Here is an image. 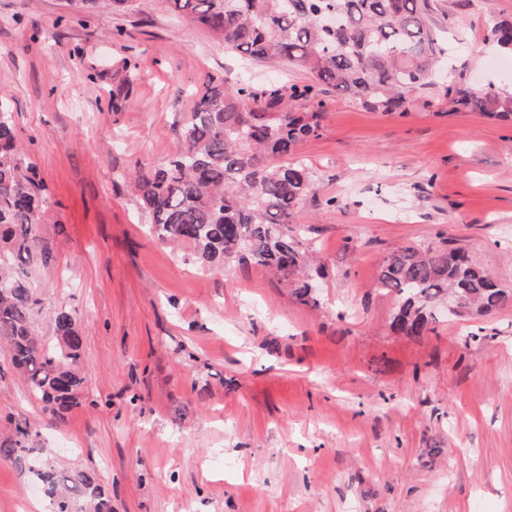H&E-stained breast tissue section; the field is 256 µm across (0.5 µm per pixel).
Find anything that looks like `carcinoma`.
I'll use <instances>...</instances> for the list:
<instances>
[{
    "mask_svg": "<svg viewBox=\"0 0 512 512\" xmlns=\"http://www.w3.org/2000/svg\"><path fill=\"white\" fill-rule=\"evenodd\" d=\"M176 15L204 27L228 50L254 61H286L305 69L308 83L286 94L257 91L211 75L187 120L176 126V152L158 166L133 174L134 189L163 244L187 247L201 267L222 270L254 262L280 276L303 302H318L311 257L292 227L308 196L313 172L293 160L299 145L316 138L325 113L319 99L330 87L357 104L403 116L413 94L434 83L448 49L430 23L429 0H165ZM70 13L128 8L132 0H67ZM488 40L512 54V21L496 23ZM454 111L512 122V91L462 82L444 87ZM49 215L46 186L17 142L12 113L0 96V342L31 395L65 420L84 388L82 335L75 314L54 313L55 340L35 333L42 300L30 269L47 266L53 248L39 233ZM378 284L399 305L393 333L419 339L435 330L440 310L453 299L457 318L487 316L512 307V289L476 265L468 252L442 238L435 246L397 248L378 269ZM31 429L15 427L0 443V460L42 487L48 512H112L96 473L77 476L53 467L29 448Z\"/></svg>",
    "mask_w": 512,
    "mask_h": 512,
    "instance_id": "1",
    "label": "carcinoma"
}]
</instances>
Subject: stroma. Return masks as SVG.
Returning a JSON list of instances; mask_svg holds the SVG:
<instances>
[{"instance_id":"1","label":"stroma","mask_w":512,"mask_h":512,"mask_svg":"<svg viewBox=\"0 0 512 512\" xmlns=\"http://www.w3.org/2000/svg\"><path fill=\"white\" fill-rule=\"evenodd\" d=\"M430 5L438 85L402 117L326 89L298 149L314 183L294 222L326 270L314 305L257 264L199 271L149 234L132 184L175 151L205 75L262 89L304 69L246 62L164 0L83 21L64 0H0V95L50 195L36 328L79 315L85 378L54 422L0 344V442L29 423L51 465L96 472L112 512H512V308L412 340L377 284L391 251L444 236L512 288V125L449 112L443 91L512 86L486 39L512 0ZM28 485L0 461V512H30Z\"/></svg>"}]
</instances>
